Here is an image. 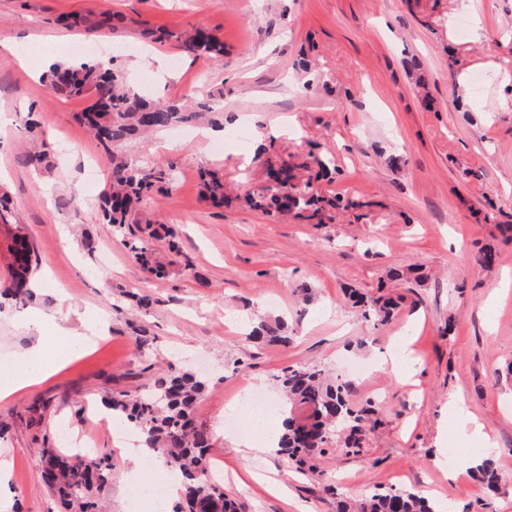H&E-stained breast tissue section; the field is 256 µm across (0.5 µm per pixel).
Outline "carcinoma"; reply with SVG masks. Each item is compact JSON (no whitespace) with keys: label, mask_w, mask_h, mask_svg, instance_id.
I'll return each mask as SVG.
<instances>
[{"label":"carcinoma","mask_w":512,"mask_h":512,"mask_svg":"<svg viewBox=\"0 0 512 512\" xmlns=\"http://www.w3.org/2000/svg\"><path fill=\"white\" fill-rule=\"evenodd\" d=\"M182 50L196 58L219 60L224 43L205 28L193 27L178 36ZM50 88L64 99H88L87 108L76 114L103 149L112 170V183L102 205L103 223L123 229L133 224L132 216L155 194L168 191L170 168L143 163L129 155L127 146L143 136L176 126H191L211 120L214 104L209 99L186 104L180 100L160 103L151 100L128 83L124 73L110 64L90 61L79 65L52 67ZM268 179L243 197H230L224 177L218 172H201L202 198L215 206L235 200L275 219L291 216L312 224H323L338 210L359 209L366 203L335 195L326 197L312 188V181L296 183L298 170L315 168V179L331 175L336 164L327 155L309 162L290 164L266 158ZM140 232L148 238L132 236L127 241L131 256L149 278L166 279L189 266L175 241L173 231L145 225ZM165 241L166 257H161L153 241ZM7 260L8 277L0 278V295L18 303L32 296L29 282L36 253L25 225L19 223L0 189V258ZM363 317L374 325L390 322L402 297L391 294L369 298L350 295ZM252 341H268L288 347L291 337L284 324L261 321L249 333ZM207 382L192 370L169 365L168 371L140 389L105 393L101 404L113 417L139 430L141 445L162 457L182 477L179 501L173 512H237L220 485L209 480L212 465L210 439L199 423L197 409ZM277 387L286 397L283 432L278 454L301 471H317L315 461L340 446L347 452L363 451L367 435L379 423L373 405L356 408L350 401L352 383L340 375L331 376L316 365L288 366L277 376ZM42 479L70 512H98L97 495L107 482L106 457L100 454H60L42 441L39 449ZM473 474L490 490L499 477L496 461L486 457L472 467ZM338 512H438L417 493L408 489L377 487L358 501L342 503Z\"/></svg>","instance_id":"cac0c4a2"}]
</instances>
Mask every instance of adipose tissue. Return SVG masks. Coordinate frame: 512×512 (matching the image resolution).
I'll list each match as a JSON object with an SVG mask.
<instances>
[{
  "label": "adipose tissue",
  "mask_w": 512,
  "mask_h": 512,
  "mask_svg": "<svg viewBox=\"0 0 512 512\" xmlns=\"http://www.w3.org/2000/svg\"><path fill=\"white\" fill-rule=\"evenodd\" d=\"M87 344V336L70 332L60 334L59 346L54 353H47L43 343L34 344L18 359L16 366L0 371V398L42 382Z\"/></svg>",
  "instance_id": "ef3b65f1"
}]
</instances>
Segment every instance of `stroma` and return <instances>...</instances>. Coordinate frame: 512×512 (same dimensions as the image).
<instances>
[{
  "mask_svg": "<svg viewBox=\"0 0 512 512\" xmlns=\"http://www.w3.org/2000/svg\"><path fill=\"white\" fill-rule=\"evenodd\" d=\"M105 10L113 27L99 25ZM67 14L83 17L81 30L59 24ZM190 25L220 37L222 62L144 35ZM100 43L140 94L208 95L225 115L208 138L175 127L129 147L172 168L169 194L139 216L178 232L190 266L167 279H147L124 234L102 222L111 169L74 118L85 101L58 98L47 74L9 52L35 61L52 47L62 60H91ZM238 128L246 142L225 145V132ZM263 144L288 162L333 155L340 172L316 190L363 208L316 225L201 199L206 168L223 173L232 193L260 186ZM42 152L50 167L31 165ZM389 154L403 157L401 168L387 165ZM0 187L38 255L33 300L0 305V368L36 340L53 347L61 329L91 338L56 374L0 399V459L10 462L0 512H62L36 450L46 433L64 448L63 424L111 450L103 500L107 512H129L132 462L100 423L99 396L137 390L179 360L208 382L198 418L239 512H336L337 499L391 485L454 512H512V237L498 231L512 223V0H0ZM485 244L498 253L490 271L477 260ZM399 267L426 277L373 329L346 293H376ZM300 283L312 288L309 301L297 296ZM125 290L148 295L150 306L132 308ZM275 318L292 344L249 340L254 325ZM402 344L410 359L398 375L380 360ZM360 359L377 371L353 379L350 400L373 401L381 420L360 455L336 451L318 461V474L303 475L266 449L281 416L261 432L224 424L244 386L275 399L273 377L286 366L337 373ZM453 395L493 448L450 445ZM486 455L498 464L495 494L463 465Z\"/></svg>",
  "mask_w": 512,
  "mask_h": 512,
  "instance_id": "stroma-1",
  "label": "stroma"
}]
</instances>
